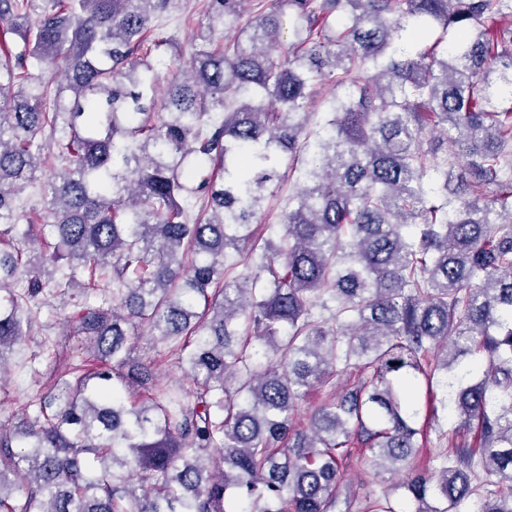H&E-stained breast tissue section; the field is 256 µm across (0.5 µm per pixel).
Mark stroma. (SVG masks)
I'll return each mask as SVG.
<instances>
[{"mask_svg":"<svg viewBox=\"0 0 512 512\" xmlns=\"http://www.w3.org/2000/svg\"><path fill=\"white\" fill-rule=\"evenodd\" d=\"M207 20L196 0H185L165 27L171 46L162 48V64H169L176 48H189L200 33L206 32ZM295 191L293 180L284 179L269 184L264 210L259 218L264 238H277L279 223L288 198ZM78 310L76 298L55 299L32 312L31 332L18 354L10 356L4 376L0 377V422L13 415L39 394L54 390L63 366L90 363L84 339L76 331L74 316ZM131 357L138 363L154 366L153 383L158 388L188 387L189 382L176 356L165 354L164 346L146 329H138L131 340ZM450 394L444 386L427 389L418 382L412 395V408L416 410L415 424L424 432L419 450L421 463H429L446 448L447 434H455L461 444L474 441L473 427L462 425L452 410ZM347 486L355 496L350 512H365L368 502L389 500L394 512H407L409 504L402 491L392 489L390 481L372 479L357 462H344Z\"/></svg>","mask_w":512,"mask_h":512,"instance_id":"stroma-1","label":"stroma"}]
</instances>
